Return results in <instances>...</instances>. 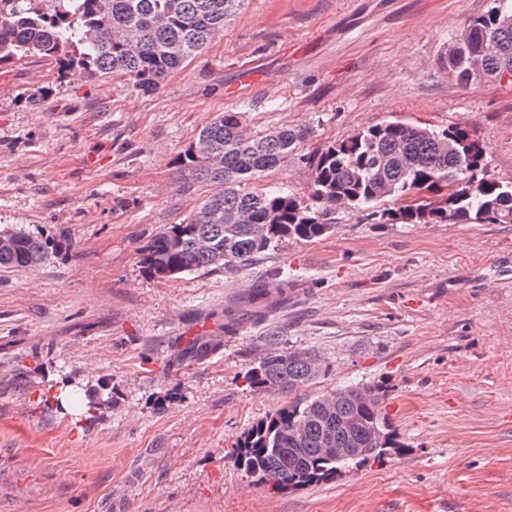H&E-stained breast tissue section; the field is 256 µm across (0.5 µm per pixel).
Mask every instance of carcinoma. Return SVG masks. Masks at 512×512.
Wrapping results in <instances>:
<instances>
[{"mask_svg": "<svg viewBox=\"0 0 512 512\" xmlns=\"http://www.w3.org/2000/svg\"><path fill=\"white\" fill-rule=\"evenodd\" d=\"M0 66L38 57L64 75L126 78L153 92L224 32L245 0H51L52 11L33 0H0ZM493 6L462 31L468 58L443 63L461 85L512 75V0ZM304 128L252 132L238 112L218 114L177 158L182 173L212 187L180 224L163 226L141 248L142 263L157 277L200 270L238 271L291 239L311 241L330 232L340 204L371 207L387 197L422 192L433 201L379 212L389 224H511L512 182L488 177L483 148L467 123L437 131L401 120L366 128L309 158L314 179L308 198L256 181L288 161L305 139ZM0 250V267L45 262L53 247L28 232ZM311 349L272 348L246 373L251 387L292 393L315 378ZM317 396L290 403L253 426L240 440L235 467L250 482L273 491L334 481L397 450L380 386L363 385L355 397ZM333 439L352 452L336 457Z\"/></svg>", "mask_w": 512, "mask_h": 512, "instance_id": "carcinoma-1", "label": "carcinoma"}]
</instances>
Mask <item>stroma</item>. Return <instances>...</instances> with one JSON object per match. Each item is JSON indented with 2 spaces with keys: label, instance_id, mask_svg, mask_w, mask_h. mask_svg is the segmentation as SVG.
I'll return each mask as SVG.
<instances>
[{
  "label": "stroma",
  "instance_id": "35a3bbf8",
  "mask_svg": "<svg viewBox=\"0 0 512 512\" xmlns=\"http://www.w3.org/2000/svg\"><path fill=\"white\" fill-rule=\"evenodd\" d=\"M490 5L248 0L150 93L34 57L0 69V227L55 245L0 268V512H512V223L385 224L345 204L324 237L236 272L160 279L140 255L209 194L175 158L227 110L255 132L308 128L260 181L303 198L307 156L397 119L470 124L512 182V81L441 67ZM200 336L219 348L179 359ZM274 344L329 368L289 394L249 387ZM66 381L104 405H60ZM356 383L385 386L401 454L279 493L235 469L252 426Z\"/></svg>",
  "mask_w": 512,
  "mask_h": 512
}]
</instances>
